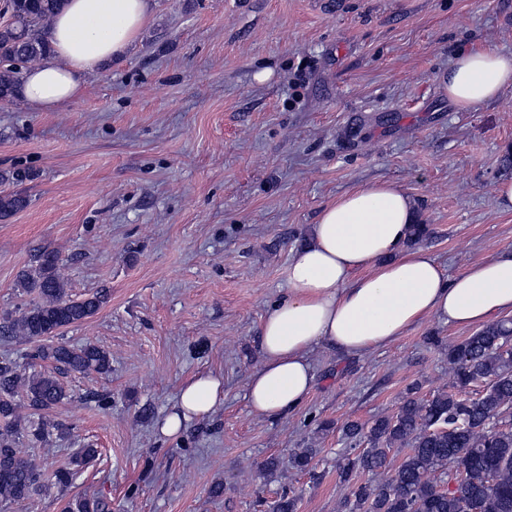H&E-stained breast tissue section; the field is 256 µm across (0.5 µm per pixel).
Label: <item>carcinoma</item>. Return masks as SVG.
<instances>
[{
    "label": "carcinoma",
    "instance_id": "1",
    "mask_svg": "<svg viewBox=\"0 0 512 512\" xmlns=\"http://www.w3.org/2000/svg\"><path fill=\"white\" fill-rule=\"evenodd\" d=\"M63 0H7L9 21L0 26V101L16 97L24 70L45 57L51 48V23ZM21 193L0 194V217L24 209ZM59 253L41 248L33 263L18 275L17 288L33 300L0 316V335L32 345L28 370L10 361L0 363V500L23 503L46 484L68 487L78 470L98 456L86 445L71 467L45 478L36 457L18 451L22 438L45 443L60 425L33 415L48 411L66 398L58 375L106 374L112 355L95 345L73 346L56 341L64 329L93 316L109 301L101 288L79 300L71 297L59 273ZM512 322H494L464 340L448 346V365L455 386L427 398L409 389L398 411L376 418L369 427L356 422L343 429L348 444L339 466L343 481L351 485L346 512H512ZM41 363L50 371H38ZM479 384V396L464 394ZM23 394L30 414L23 416L15 402ZM404 451L396 465L390 453ZM319 449L307 446L291 454L292 467L302 471ZM466 471L465 481L449 486L454 471ZM392 469L383 482L379 471ZM298 496L290 488L271 505V512H296ZM63 512H112L111 502L81 496L64 504Z\"/></svg>",
    "mask_w": 512,
    "mask_h": 512
}]
</instances>
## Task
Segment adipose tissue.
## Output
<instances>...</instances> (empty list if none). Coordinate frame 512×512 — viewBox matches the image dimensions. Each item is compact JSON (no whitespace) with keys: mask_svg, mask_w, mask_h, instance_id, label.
Segmentation results:
<instances>
[{"mask_svg":"<svg viewBox=\"0 0 512 512\" xmlns=\"http://www.w3.org/2000/svg\"><path fill=\"white\" fill-rule=\"evenodd\" d=\"M152 16V0H66L53 21L51 54L24 76L26 105L52 112L78 97L100 66L129 54ZM510 87L512 56L478 48L448 67V100L459 111ZM415 209L388 182L353 188L322 208L309 243L290 256L285 298L260 326L261 361L246 388L255 415L277 418L304 406L316 385L318 347L363 356L426 319L472 327L512 314V247L448 275L427 250L409 248ZM223 400L221 376L194 375L159 430L177 435Z\"/></svg>","mask_w":512,"mask_h":512,"instance_id":"adipose-tissue-1","label":"adipose tissue"}]
</instances>
